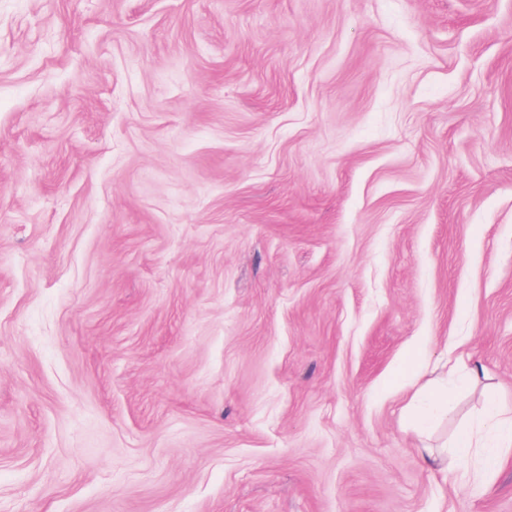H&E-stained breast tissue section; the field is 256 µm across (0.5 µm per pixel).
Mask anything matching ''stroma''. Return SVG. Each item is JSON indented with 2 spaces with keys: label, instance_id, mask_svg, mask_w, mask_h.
Returning <instances> with one entry per match:
<instances>
[{
  "label": "stroma",
  "instance_id": "stroma-1",
  "mask_svg": "<svg viewBox=\"0 0 512 512\" xmlns=\"http://www.w3.org/2000/svg\"><path fill=\"white\" fill-rule=\"evenodd\" d=\"M512 404V0H0V512H512L406 405ZM452 388L446 387L437 392H429L419 405L410 402L407 407L412 408L413 425L420 436H424L432 426L435 418L447 411Z\"/></svg>",
  "mask_w": 512,
  "mask_h": 512
}]
</instances>
